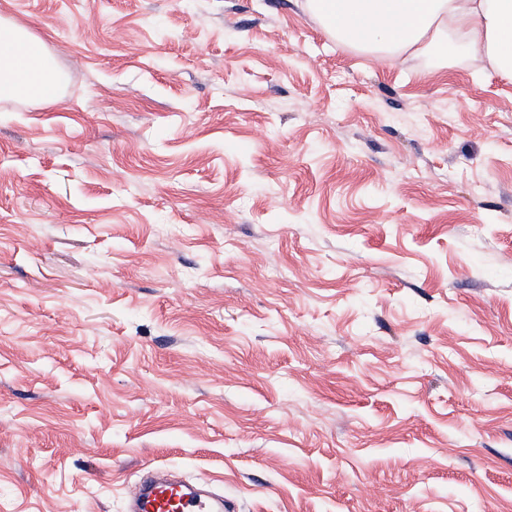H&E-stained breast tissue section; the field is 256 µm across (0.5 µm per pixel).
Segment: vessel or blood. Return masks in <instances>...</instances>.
<instances>
[{
	"instance_id": "b4317fda",
	"label": "vessel or blood",
	"mask_w": 512,
	"mask_h": 512,
	"mask_svg": "<svg viewBox=\"0 0 512 512\" xmlns=\"http://www.w3.org/2000/svg\"><path fill=\"white\" fill-rule=\"evenodd\" d=\"M129 512H223L217 498L193 486L168 478L164 467L131 489Z\"/></svg>"
}]
</instances>
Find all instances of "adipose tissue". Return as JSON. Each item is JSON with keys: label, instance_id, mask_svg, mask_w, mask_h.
Listing matches in <instances>:
<instances>
[{"label": "adipose tissue", "instance_id": "1", "mask_svg": "<svg viewBox=\"0 0 512 512\" xmlns=\"http://www.w3.org/2000/svg\"><path fill=\"white\" fill-rule=\"evenodd\" d=\"M337 41L376 56L423 55L443 47L456 58L480 56L512 82V0H307ZM60 75L41 39L0 20V99L50 103Z\"/></svg>", "mask_w": 512, "mask_h": 512}]
</instances>
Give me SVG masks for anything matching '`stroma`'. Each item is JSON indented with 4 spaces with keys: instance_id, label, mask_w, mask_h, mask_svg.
Segmentation results:
<instances>
[{
    "instance_id": "35a3bbf8",
    "label": "stroma",
    "mask_w": 512,
    "mask_h": 512,
    "mask_svg": "<svg viewBox=\"0 0 512 512\" xmlns=\"http://www.w3.org/2000/svg\"><path fill=\"white\" fill-rule=\"evenodd\" d=\"M306 0H0V512H512V82ZM60 80L43 41L23 26L0 20V99L54 102ZM165 470L157 466L152 477L134 485L128 494L130 512L224 511L219 499L181 480L168 478Z\"/></svg>"
}]
</instances>
